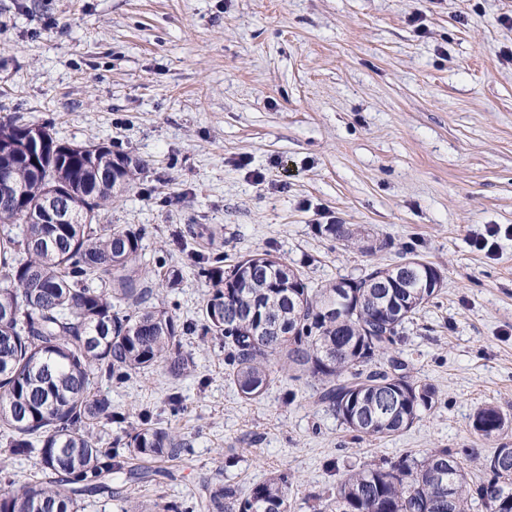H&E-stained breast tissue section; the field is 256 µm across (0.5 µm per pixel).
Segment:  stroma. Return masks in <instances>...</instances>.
Listing matches in <instances>:
<instances>
[{
	"label": "stroma",
	"mask_w": 512,
	"mask_h": 512,
	"mask_svg": "<svg viewBox=\"0 0 512 512\" xmlns=\"http://www.w3.org/2000/svg\"><path fill=\"white\" fill-rule=\"evenodd\" d=\"M12 116L146 162L101 218L143 228L145 264L180 270L179 288L157 292L178 320L208 291L187 259L198 243L172 238L188 224L215 230L207 251L225 264L267 249L314 287L399 263L408 245L443 274L398 346L439 393L408 430L356 440L303 381L243 402L223 352L193 335L190 376L100 385L129 419L153 409L190 453L160 488L128 483L123 503L88 498L81 512L188 505L202 481L247 487L280 470L288 512H314L348 466L512 448V429L492 444L471 429L487 404L512 418V235L490 254L471 243L512 226V0H0V118ZM336 222L393 246L372 257L315 231Z\"/></svg>",
	"instance_id": "1"
}]
</instances>
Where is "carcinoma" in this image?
<instances>
[{"label":"carcinoma","mask_w":512,"mask_h":512,"mask_svg":"<svg viewBox=\"0 0 512 512\" xmlns=\"http://www.w3.org/2000/svg\"><path fill=\"white\" fill-rule=\"evenodd\" d=\"M46 142L32 161L23 140L27 125L0 121V170L24 197H0V512H79L86 497H120L112 477L151 484L157 471L143 465L178 459L187 442L145 411L137 422L112 407L97 385L123 384L165 367L177 378L192 370L185 337L198 334L224 349L225 378L240 399H261L280 377L306 380L315 403L333 412L357 439H387L431 412L437 389L416 381L395 349L405 323L434 299L423 287L433 264L411 271L410 288H383L399 265L308 286L304 273L268 250L224 270L219 255L190 254L209 290L198 319L178 321L144 286L179 287V270L164 261L146 270L140 228L101 222V210L146 169L102 143L63 144L46 123ZM52 188L72 204L73 218L49 224L41 201ZM317 232L347 244L359 239L344 224ZM343 304L341 325L327 315ZM126 424L104 440V424ZM509 418L485 405L473 433L490 442ZM14 456L35 457L40 479L16 484ZM481 466L490 479L468 481L457 457L434 448L422 458L402 454L374 467L347 470L328 496L330 512H466L468 501L490 512H512V452L500 448ZM293 478L278 471L246 490L230 482L201 485L200 512H288Z\"/></svg>","instance_id":"carcinoma-1"}]
</instances>
